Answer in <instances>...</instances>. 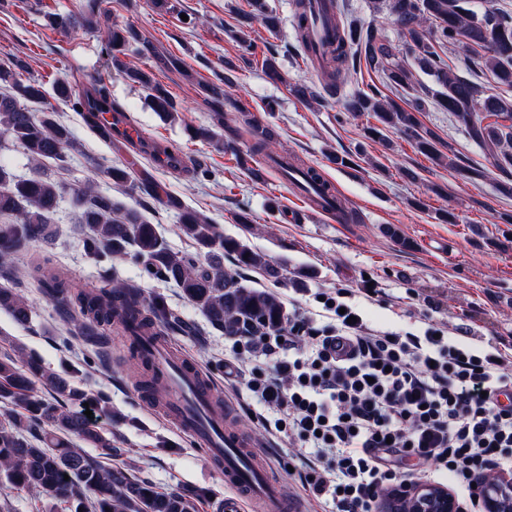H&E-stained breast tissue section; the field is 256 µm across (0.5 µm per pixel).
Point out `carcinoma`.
<instances>
[{
	"instance_id": "1",
	"label": "carcinoma",
	"mask_w": 512,
	"mask_h": 512,
	"mask_svg": "<svg viewBox=\"0 0 512 512\" xmlns=\"http://www.w3.org/2000/svg\"><path fill=\"white\" fill-rule=\"evenodd\" d=\"M306 2L295 0V9L298 38L309 56L316 53V46L310 36ZM329 2L336 11V28L318 59L325 89H336L341 79L357 71L363 62L382 72L393 88H411L413 72L399 53L377 40L372 32L344 24L337 15L335 0ZM468 4L469 0H383L375 9L389 10L419 65L443 88L437 95L438 104L456 117L470 138L486 149L505 173L512 168V100L481 96L475 83L448 70V63L438 49L465 44L479 70L489 72L497 83L512 87V17L499 11L478 16ZM250 6L253 18L276 29L277 17L269 11L266 0H251ZM88 9L87 14L57 15L53 24L64 32L90 27L92 17L101 10L100 0H90ZM101 41L112 66L147 90L155 111L166 119H174L177 112L168 94L148 73L127 66L119 58L128 44L138 41V35L130 29L109 27L101 32ZM0 80L11 83L13 89L11 94L0 95V140L8 137L18 144L32 165V174L19 179L0 163V270L5 277L18 282L25 271L15 260L27 252L30 244L53 236L50 215L64 191L63 183L45 174L43 165L61 160L73 147V141L70 131L54 122L51 113L34 112L27 106L43 99V85L25 83L10 70H0ZM54 91L77 112L93 111L91 107L85 108V103L96 97L100 104L107 105L102 89L80 94L64 78L56 80ZM225 98L223 88L209 87L208 103L221 128ZM344 110L373 112L384 126L411 137L420 152L441 165L456 166L452 157L437 149L433 134L421 130L416 113L424 110L422 98L408 101L404 108L383 95L380 87L372 85L347 99ZM487 117L495 121L486 124ZM78 196L83 201L81 223L88 229L84 238L88 254L98 258L130 256L143 262L150 276L174 282L212 329L236 336L275 328L287 320L275 295L244 285L237 274L224 269V255L232 256L239 268L261 269L271 275L278 271L263 253L224 237L207 218L194 211L181 215L183 234L204 250L201 261L170 250L153 225L101 195L94 184L79 188ZM38 282L63 320L89 345L106 343V337L100 333L103 321L136 327L145 334L156 332L159 323L172 333L191 332L180 316L166 310L162 301L146 304L136 290L125 285L119 284L104 294L81 295L77 310L70 299L68 283L56 269H41ZM0 310L23 328L29 326L34 315L33 306L20 288L0 287ZM36 382L44 392L34 391ZM87 401L101 415L112 417L107 396L99 394L88 400L83 390L45 368L24 346L13 344L10 350L0 353V403L22 408V412L10 411L0 419V474L6 483L64 502L70 512H195L194 492H160L150 481L112 462V458L121 455V449L71 407L73 403ZM76 440L100 449L99 456L92 457L75 447Z\"/></svg>"
}]
</instances>
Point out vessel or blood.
I'll return each instance as SVG.
<instances>
[{"label":"vessel or blood","mask_w":512,"mask_h":512,"mask_svg":"<svg viewBox=\"0 0 512 512\" xmlns=\"http://www.w3.org/2000/svg\"><path fill=\"white\" fill-rule=\"evenodd\" d=\"M98 121L133 152H142L149 144L141 129L119 114L102 112ZM321 187L318 181L308 185L312 212L328 218L337 216L338 196L322 193ZM135 342L151 377L166 390L156 402L160 414L197 441L207 464L222 471L225 484L233 489V497L224 501V512H239L244 501L253 512H288L289 505L282 499L268 463L230 426L228 411L214 395L210 381L176 354L163 337L139 336Z\"/></svg>","instance_id":"obj_1"}]
</instances>
